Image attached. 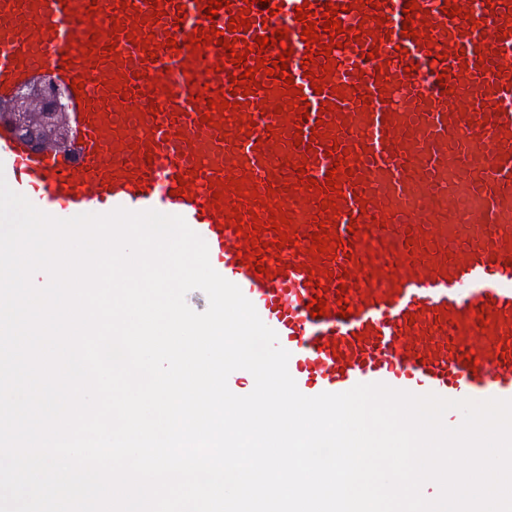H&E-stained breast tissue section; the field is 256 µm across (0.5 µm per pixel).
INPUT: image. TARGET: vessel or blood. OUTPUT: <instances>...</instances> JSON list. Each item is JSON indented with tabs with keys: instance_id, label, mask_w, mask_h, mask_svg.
<instances>
[{
	"instance_id": "1",
	"label": "vessel or blood",
	"mask_w": 512,
	"mask_h": 512,
	"mask_svg": "<svg viewBox=\"0 0 512 512\" xmlns=\"http://www.w3.org/2000/svg\"><path fill=\"white\" fill-rule=\"evenodd\" d=\"M153 2L0 0V99L49 76L66 88L82 81L91 101L85 108L68 100L75 143L67 152L33 148L13 128L0 129V173L15 191L62 219L119 207L182 216L206 242L214 270L276 332L304 395L381 382L450 400H512V0H417L413 27L424 30L421 38L402 33L407 0L359 10L353 0H270L265 8L230 0L211 20L208 0H164L158 21ZM328 2L342 7L343 31L320 35L322 44L334 39L339 46L316 57L335 64L318 94L304 76L295 9L307 3L320 13ZM91 3L98 6L94 19H121L114 39L92 38L84 19ZM448 4L461 14L447 16ZM243 7L250 28L229 32L231 14ZM136 15L143 22L133 44L126 30ZM358 25L365 34L356 41L350 30ZM210 26L235 41L239 53L259 35L287 30L283 46L268 48L266 56L276 60L282 47H291L288 72L309 104L308 118L289 122L276 113L283 99L262 71L253 95L234 94L233 78L255 68V57L243 67L230 64L214 42L190 56V34ZM150 37L160 48L148 60L141 43ZM91 41L96 57L83 59L81 49ZM112 44L120 60L108 59ZM67 57L72 66H64ZM122 74L123 93L112 82ZM381 78L386 88H379ZM219 90L252 118L251 134L232 120L218 128L204 122ZM329 102L335 111H321ZM342 157L354 171L341 180L332 230L343 254L316 258L308 249L322 197L298 189L295 166L304 164L322 185ZM245 174L259 195L275 187L274 202L297 227V243L267 252L266 277L243 264L252 248L226 220L238 194L226 191L224 209L211 205L210 180ZM183 181L194 184L186 198L176 194ZM343 285L351 307L345 317L337 303ZM316 295L328 302V315L311 316ZM483 313L490 317L485 326ZM470 359L476 369L467 367Z\"/></svg>"
}]
</instances>
